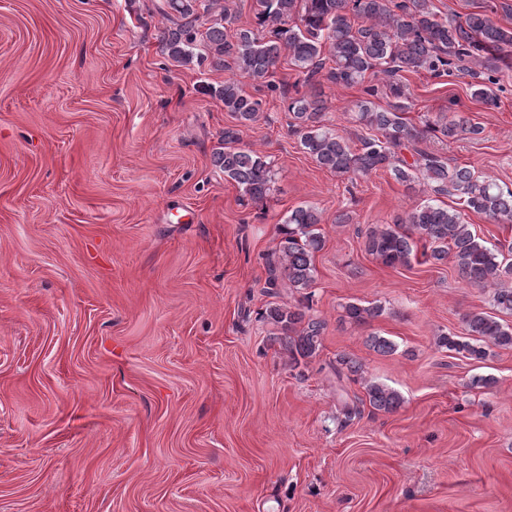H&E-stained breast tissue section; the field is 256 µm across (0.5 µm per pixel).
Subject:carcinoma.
Returning a JSON list of instances; mask_svg holds the SVG:
<instances>
[{"label": "carcinoma", "instance_id": "1", "mask_svg": "<svg viewBox=\"0 0 512 512\" xmlns=\"http://www.w3.org/2000/svg\"><path fill=\"white\" fill-rule=\"evenodd\" d=\"M258 25L270 32L263 39L250 28L227 29L236 15L223 0H163L156 9L171 23L160 35L163 52L181 65L209 64L230 70L216 91L229 112L243 126L255 121L261 100L248 94L241 79L260 81L270 91L279 86L274 80L277 65L286 54L302 75L311 93L289 98L288 112L295 123L293 134L303 151L317 164L337 175L360 176L381 168L388 169L402 184L436 196H455L469 210L496 223H512V189L477 176L466 167H450L448 160L421 147L428 136L440 133L449 140L475 138L483 129L464 115H442L433 124L418 128L404 117L406 97L404 74L426 72L434 77L469 76L471 96L484 104L497 103L503 89L501 77L512 70V29L496 25L488 16L497 5L486 4L484 11L459 20L441 19L430 0H256ZM205 32H200L201 26ZM380 70L395 102L378 110L371 98L377 87L367 85V99L358 103L356 119L375 134L359 137L360 147L321 125L322 101L313 90L328 82L353 86L365 81L368 72ZM240 130L224 129L222 147L214 162L224 176L241 186L253 200L264 199L272 182L271 163L256 152L239 146ZM410 152L413 161L402 156ZM319 211L298 207L278 227L279 249L265 257L267 278L263 293L276 297L280 289L304 292L295 307L268 303L261 317L279 330L273 340L280 343L288 366L317 355L326 323L311 314L307 290L315 282V253L324 245L318 225ZM423 243L417 253V243ZM366 251L382 264L409 266L422 256L426 262L453 259L461 279L492 295L493 306L512 314V244L508 253L492 249L477 237L465 213L427 201L392 225L373 227L367 233ZM346 317L365 324L383 313L378 304L349 303ZM470 338L443 334L439 346L467 359L483 361L491 348H512V327L485 312L463 317ZM336 380L357 381L361 365L348 355L336 359ZM366 399L357 403L342 401L340 425L361 416L360 404L369 402L377 410L393 412L401 405L399 394L376 382L363 381Z\"/></svg>", "mask_w": 512, "mask_h": 512}]
</instances>
